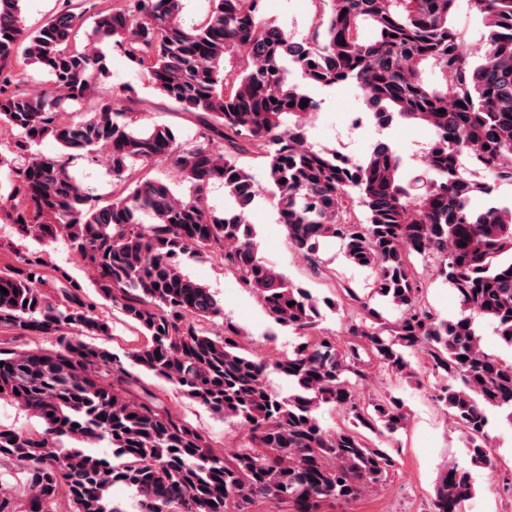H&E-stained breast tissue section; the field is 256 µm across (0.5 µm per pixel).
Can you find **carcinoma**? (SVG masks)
<instances>
[{"instance_id":"1","label":"carcinoma","mask_w":512,"mask_h":512,"mask_svg":"<svg viewBox=\"0 0 512 512\" xmlns=\"http://www.w3.org/2000/svg\"><path fill=\"white\" fill-rule=\"evenodd\" d=\"M21 2L0 0V125L16 132L8 194L15 224L39 238L65 233L98 273V295L144 341L120 355L83 340L108 334L106 319L77 288L45 293L50 276L36 259L22 255V268L0 271L9 291L0 293V330L35 332L52 344L24 352L12 347L14 337L0 336V400H15L43 423L39 434L0 427V460L15 462L36 491L23 511L0 498V512H51L62 491L72 512H256L266 502L316 512L323 501L355 500L395 466L391 449L372 447L367 434L390 439L407 420L403 399L391 393L367 406L353 395L348 375H366L361 349L380 369L410 378L411 355L425 348L432 371L447 381L435 401L463 434L471 462L495 467L490 414L512 424V360L485 352L475 323L486 320L512 348V206L477 209L473 199L512 184V0H469L486 29L480 61L464 51L453 24L457 0H318L312 35L302 41L261 21L263 0H210L191 28L181 23L184 0H96L92 36L112 42L160 94L203 123L205 132L185 146L168 127L135 125L118 95L61 123L63 98L50 91L35 102L10 89L14 66L46 69L67 99L81 101L105 74L101 59L73 42L89 0H63L32 31L21 25ZM228 58L238 64L227 67ZM296 73L308 85L355 84L379 128L397 119L429 127L422 177L402 180V159L384 142L352 163L311 147L303 127L289 122L319 107L290 79ZM47 138L61 155L35 153ZM100 151L111 158L117 187L105 201L83 192L69 170L76 154ZM248 151L266 158L288 243L312 269L321 245L338 239L349 262L376 270L370 296L342 288L361 310L345 337H317L320 305L334 302L257 257L246 216L259 190L238 161ZM168 158L189 184L185 199L135 169ZM468 166L486 181L470 179ZM215 182L229 198L221 213L207 204ZM45 214L54 223L37 222ZM191 253L236 270L274 321L300 338L291 353L268 363L241 351L233 324L210 332L206 323L222 308L182 269ZM418 256L435 260L436 278L459 301L457 319L423 303ZM377 296L398 311L394 322H380L370 306ZM138 370L247 430L248 445L213 455L203 429L156 394L133 393ZM271 371L294 392L276 393ZM323 405L342 410L348 425L324 428L315 415ZM117 485L133 492L130 505L111 499ZM471 488L468 470L448 467L431 512H465Z\"/></svg>"}]
</instances>
